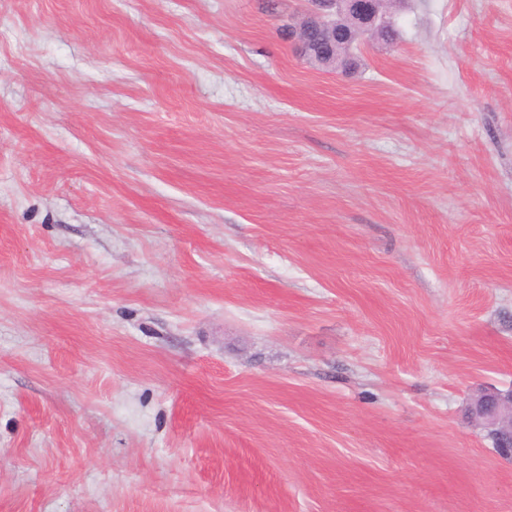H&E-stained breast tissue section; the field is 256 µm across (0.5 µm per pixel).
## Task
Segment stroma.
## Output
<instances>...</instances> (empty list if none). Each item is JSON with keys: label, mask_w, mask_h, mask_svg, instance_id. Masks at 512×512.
Instances as JSON below:
<instances>
[{"label": "stroma", "mask_w": 512, "mask_h": 512, "mask_svg": "<svg viewBox=\"0 0 512 512\" xmlns=\"http://www.w3.org/2000/svg\"><path fill=\"white\" fill-rule=\"evenodd\" d=\"M0 0V512H512V0ZM310 2L309 9L301 16L298 23L297 30L300 37L309 26L314 24L336 29V38L334 31L325 27L316 28L311 32L310 40L320 52L318 58L329 57L335 52L337 54L342 42L347 38L348 32L336 27L339 19L347 20L351 28L358 31L359 37L390 25V20L381 9L382 7L387 9V4L381 8L373 6L382 3L379 0H311ZM468 413L482 429L498 436L504 455H512V391L507 396L482 393L472 400Z\"/></svg>", "instance_id": "1"}]
</instances>
